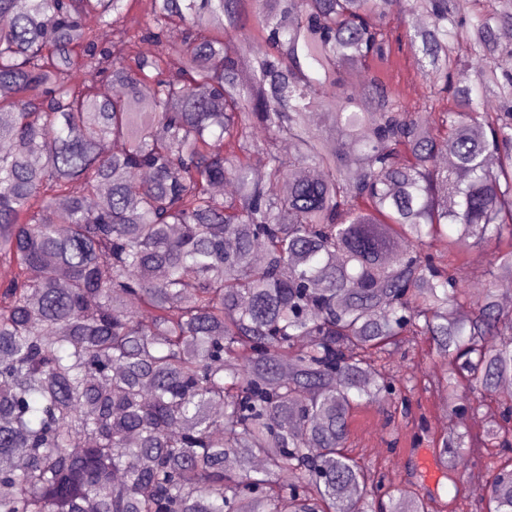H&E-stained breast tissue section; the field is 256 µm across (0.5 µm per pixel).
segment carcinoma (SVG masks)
I'll return each instance as SVG.
<instances>
[{"label":"carcinoma","mask_w":512,"mask_h":512,"mask_svg":"<svg viewBox=\"0 0 512 512\" xmlns=\"http://www.w3.org/2000/svg\"><path fill=\"white\" fill-rule=\"evenodd\" d=\"M473 2L0 0V512H462L466 458L512 512V0ZM374 403L451 499L351 456ZM413 58L408 56L404 62L403 86L407 98L412 101H419L428 95L429 86L412 65ZM410 350V351H409ZM412 349H408L407 345L393 349V355L390 358V366L393 369L400 370L402 373H415L418 379L425 378L431 380V385L426 381V388L421 386L416 390L413 399V408H416V399L418 398L426 410L428 425L432 434H440L448 431V427L442 426L438 423L439 417L448 414V392L434 385V380L439 377L436 375L429 376V371L434 370V360L414 357ZM427 375V376H426ZM425 376V377H422ZM433 380V383H432ZM430 448L426 444L419 446L412 458V464L422 475L424 484L433 490L438 482L446 485L447 481L442 477V467Z\"/></svg>","instance_id":"obj_1"}]
</instances>
